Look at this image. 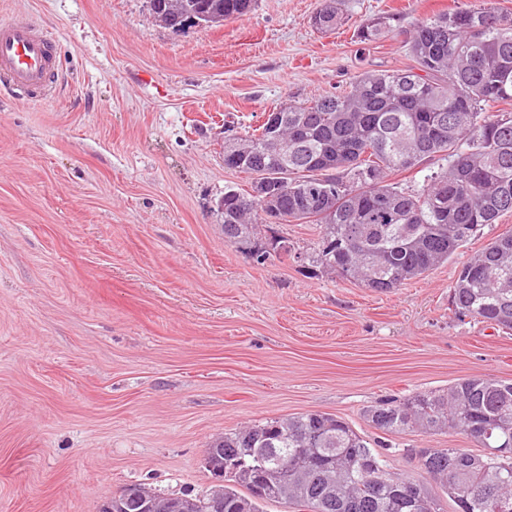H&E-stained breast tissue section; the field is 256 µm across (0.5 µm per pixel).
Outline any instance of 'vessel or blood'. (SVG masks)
Segmentation results:
<instances>
[{
	"mask_svg": "<svg viewBox=\"0 0 512 512\" xmlns=\"http://www.w3.org/2000/svg\"><path fill=\"white\" fill-rule=\"evenodd\" d=\"M56 42L51 33L19 17L0 24V83L19 93H40L52 84Z\"/></svg>",
	"mask_w": 512,
	"mask_h": 512,
	"instance_id": "1",
	"label": "vessel or blood"
}]
</instances>
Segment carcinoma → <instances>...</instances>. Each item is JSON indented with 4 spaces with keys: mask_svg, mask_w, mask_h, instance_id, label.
I'll list each match as a JSON object with an SVG mask.
<instances>
[{
    "mask_svg": "<svg viewBox=\"0 0 512 512\" xmlns=\"http://www.w3.org/2000/svg\"><path fill=\"white\" fill-rule=\"evenodd\" d=\"M154 16L238 18L256 0H149ZM395 16L361 19L362 43L393 31ZM342 23L341 0H323L313 27ZM407 46L415 67L364 70L343 90L280 104L282 126L260 125L228 140L224 167L250 176V190L224 191V240L265 264L291 252L266 228L317 224L306 260L374 293L388 294L448 261L483 227L512 213V14L495 0L417 20ZM438 170L422 183L387 181L400 170ZM458 317L512 330V234L498 236L462 266L448 295ZM383 435H463L467 448H405L418 465L392 472L344 418L302 413L215 439L206 465L223 512H261L278 501L304 512H512V381L471 376L441 390L379 400L363 412ZM244 488L241 493L238 488ZM420 489L417 498L404 492Z\"/></svg>",
    "mask_w": 512,
    "mask_h": 512,
    "instance_id": "carcinoma-1",
    "label": "carcinoma"
}]
</instances>
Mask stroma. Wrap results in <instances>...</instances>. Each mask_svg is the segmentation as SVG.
<instances>
[{
  "label": "stroma",
  "instance_id": "35a3bbf8",
  "mask_svg": "<svg viewBox=\"0 0 512 512\" xmlns=\"http://www.w3.org/2000/svg\"><path fill=\"white\" fill-rule=\"evenodd\" d=\"M464 0H257L212 28L175 31L148 0H0L57 38L39 101L0 87V512H98L123 488L201 496L224 433L306 412L341 416L391 471L406 448L459 434L382 436L371 402L512 380V331L448 311L462 263L512 233V213L448 263L389 294L303 262L314 224H280L296 255L247 263L216 203L246 175L224 166V124H260L292 99L370 69L413 66L404 30ZM397 31L360 43L361 17ZM322 2V6L315 13V23L312 26L322 32L333 31L342 23L341 0H323Z\"/></svg>",
  "mask_w": 512,
  "mask_h": 512
}]
</instances>
